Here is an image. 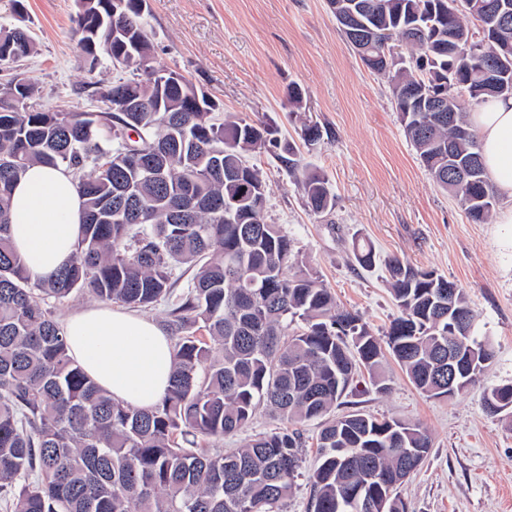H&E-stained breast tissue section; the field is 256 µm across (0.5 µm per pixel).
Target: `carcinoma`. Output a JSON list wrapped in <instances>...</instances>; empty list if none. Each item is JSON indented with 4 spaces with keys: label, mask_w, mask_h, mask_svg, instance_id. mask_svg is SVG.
<instances>
[{
    "label": "carcinoma",
    "mask_w": 512,
    "mask_h": 512,
    "mask_svg": "<svg viewBox=\"0 0 512 512\" xmlns=\"http://www.w3.org/2000/svg\"><path fill=\"white\" fill-rule=\"evenodd\" d=\"M141 0H75L73 33L90 67L98 53L133 77L122 112L45 111L38 87L14 65L36 51L27 28H0V503L5 512H281L299 475L298 425L323 420L316 438L308 512H406L395 490L433 447L419 424L362 412L330 416L358 388L378 393L389 353L428 397L448 384V305L470 313L466 293L434 270L398 257L386 262L398 315L386 345L359 313L343 309L294 251L278 224L248 215L267 190L245 155L277 145L274 129L251 118L218 121L206 95L184 76L154 78V46ZM374 30L385 47L359 52L388 83L405 137L438 187L455 195L475 224L498 202L467 114L489 97L512 96V0H329ZM476 46L498 89L456 47ZM200 96L204 110L192 107ZM137 151V162L127 156ZM306 206L329 214L336 199L293 148L281 158ZM65 167L82 199L73 261L33 282L11 248L10 195L29 166ZM470 168L468 180L455 176ZM355 261L375 265L364 242ZM195 270L177 293L175 272ZM455 289L448 298V289ZM86 291L104 303L145 308L164 302L173 345L166 395L139 409L102 389L70 355L49 307ZM264 403L283 425L230 452L199 447L243 430Z\"/></svg>",
    "instance_id": "obj_1"
}]
</instances>
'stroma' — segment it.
Wrapping results in <instances>:
<instances>
[{"mask_svg":"<svg viewBox=\"0 0 512 512\" xmlns=\"http://www.w3.org/2000/svg\"><path fill=\"white\" fill-rule=\"evenodd\" d=\"M0 0V25L25 22L36 54L21 67L39 87L43 109L100 111L103 91L121 73L109 60L89 69L72 32L74 0ZM158 63L185 76L216 105L218 118L272 124L276 147L249 161L267 184V215L293 239L341 308L358 312L383 337L397 309L385 262L399 257L436 270L467 294L477 328L494 347L484 375L453 399L430 398L393 359L387 394L353 392L335 414L353 411L422 425L433 446L397 489L406 512H512V413L483 408L486 389L512 383V253L499 227L468 220L458 200L439 189L406 139L387 83L371 73L337 29L328 0H146ZM302 90L301 102L290 98ZM317 123L322 138L301 130ZM293 147L321 174L336 208L317 215L281 163ZM366 240L377 258L360 267L351 248ZM302 475L282 512H307L319 424L303 423Z\"/></svg>","mask_w":512,"mask_h":512,"instance_id":"1","label":"stroma"}]
</instances>
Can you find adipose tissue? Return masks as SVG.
<instances>
[{
	"instance_id": "adipose-tissue-1",
	"label": "adipose tissue",
	"mask_w": 512,
	"mask_h": 512,
	"mask_svg": "<svg viewBox=\"0 0 512 512\" xmlns=\"http://www.w3.org/2000/svg\"><path fill=\"white\" fill-rule=\"evenodd\" d=\"M482 144V158L504 202L496 222L500 243L512 251V97L489 101L470 113ZM81 199L65 168L29 167L11 196V239L32 279L63 268L81 233ZM71 355L112 396L149 408L165 395L173 368L172 344L151 320L92 307L64 325Z\"/></svg>"
}]
</instances>
